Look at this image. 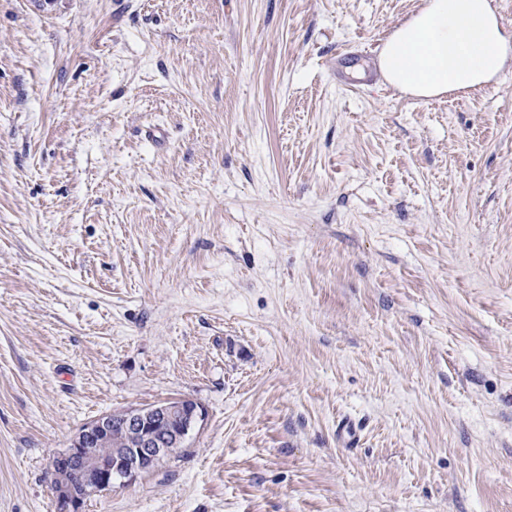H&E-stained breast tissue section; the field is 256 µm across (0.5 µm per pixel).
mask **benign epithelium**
<instances>
[{
    "label": "benign epithelium",
    "mask_w": 512,
    "mask_h": 512,
    "mask_svg": "<svg viewBox=\"0 0 512 512\" xmlns=\"http://www.w3.org/2000/svg\"><path fill=\"white\" fill-rule=\"evenodd\" d=\"M203 418L197 403L182 398L108 413L85 424L68 448L50 462L53 479L64 473L71 477L67 483L52 484L62 512H80L83 500L154 469L169 455L170 447L185 443ZM157 420L174 424L163 439L146 434L150 423ZM114 424L131 438L130 447L103 455L99 448L111 438Z\"/></svg>",
    "instance_id": "1"
}]
</instances>
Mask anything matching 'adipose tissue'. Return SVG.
Here are the masks:
<instances>
[{
  "instance_id": "obj_1",
  "label": "adipose tissue",
  "mask_w": 512,
  "mask_h": 512,
  "mask_svg": "<svg viewBox=\"0 0 512 512\" xmlns=\"http://www.w3.org/2000/svg\"><path fill=\"white\" fill-rule=\"evenodd\" d=\"M512 56V31L490 0H425L386 40L379 68L403 93L433 98L492 84Z\"/></svg>"
}]
</instances>
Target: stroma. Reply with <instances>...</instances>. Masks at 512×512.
Listing matches in <instances>:
<instances>
[{"label": "stroma", "mask_w": 512, "mask_h": 512, "mask_svg": "<svg viewBox=\"0 0 512 512\" xmlns=\"http://www.w3.org/2000/svg\"><path fill=\"white\" fill-rule=\"evenodd\" d=\"M422 5L0 0V512L178 397L182 451L82 512H512V65L328 67Z\"/></svg>", "instance_id": "35a3bbf8"}]
</instances>
